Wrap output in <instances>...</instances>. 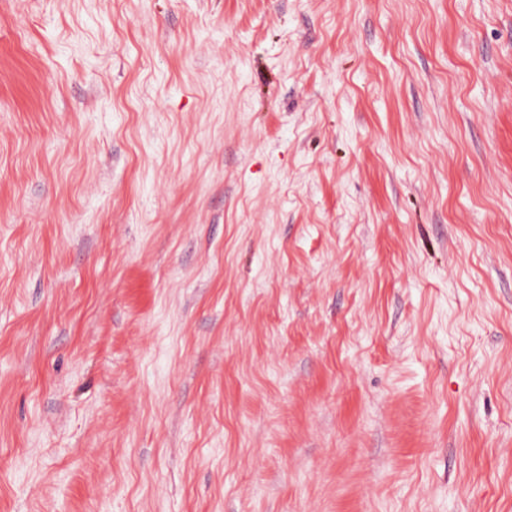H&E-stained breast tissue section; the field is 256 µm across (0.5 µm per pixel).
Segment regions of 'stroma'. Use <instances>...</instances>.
I'll return each instance as SVG.
<instances>
[{"label": "stroma", "instance_id": "35a3bbf8", "mask_svg": "<svg viewBox=\"0 0 512 512\" xmlns=\"http://www.w3.org/2000/svg\"><path fill=\"white\" fill-rule=\"evenodd\" d=\"M0 512H512V0H0Z\"/></svg>", "mask_w": 512, "mask_h": 512}]
</instances>
